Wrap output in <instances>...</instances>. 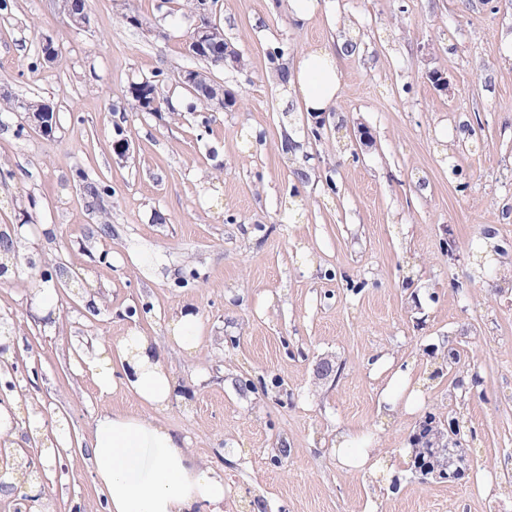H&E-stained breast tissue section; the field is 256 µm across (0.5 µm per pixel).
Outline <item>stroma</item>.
I'll list each match as a JSON object with an SVG mask.
<instances>
[{"mask_svg": "<svg viewBox=\"0 0 512 512\" xmlns=\"http://www.w3.org/2000/svg\"><path fill=\"white\" fill-rule=\"evenodd\" d=\"M319 2L301 23L287 0H217L243 58L214 71L231 100L219 112L188 110L179 83L198 65L188 9L85 0V28L54 0L0 10V91L51 102L57 119L47 135L0 112V238H24L0 278V404L18 407L16 445L51 512H108L95 420L144 407L100 396L80 356L132 329L164 352L177 389L161 418L223 475L224 512H512V282L480 260L490 232L512 262V0ZM132 10L147 28L124 22ZM318 47L344 82L315 119L278 69ZM153 76L169 111H137L127 93ZM36 273L55 287L44 314ZM183 310L199 317L191 353L169 335ZM448 344L461 366L431 378L429 352ZM380 351L394 370L372 369ZM462 371L480 386L450 389ZM389 384L409 410H381ZM31 408L45 435L65 423L66 447L30 435ZM431 413L461 422L456 482L413 470ZM340 429L398 461L396 488L343 466Z\"/></svg>", "mask_w": 512, "mask_h": 512, "instance_id": "1", "label": "stroma"}]
</instances>
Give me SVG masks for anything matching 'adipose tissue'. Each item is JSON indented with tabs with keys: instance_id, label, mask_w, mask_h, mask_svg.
<instances>
[{
	"instance_id": "1",
	"label": "adipose tissue",
	"mask_w": 512,
	"mask_h": 512,
	"mask_svg": "<svg viewBox=\"0 0 512 512\" xmlns=\"http://www.w3.org/2000/svg\"><path fill=\"white\" fill-rule=\"evenodd\" d=\"M288 84L306 111L318 115L335 104L342 73L333 53L317 48L302 56ZM156 346L153 337L132 330L112 349L83 360L100 393L121 387L151 409L99 414L89 443L93 473L108 492L109 512H223V476L158 417L175 382Z\"/></svg>"
}]
</instances>
